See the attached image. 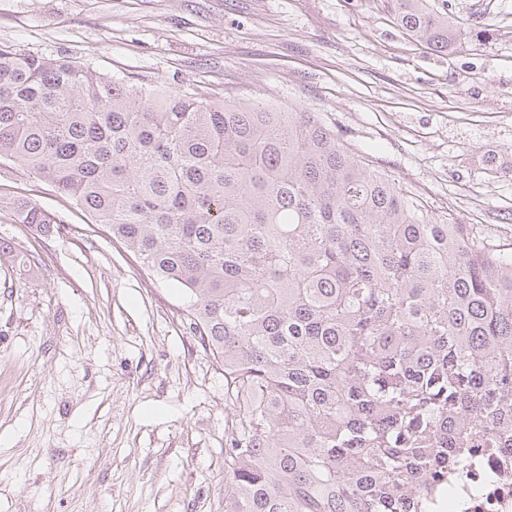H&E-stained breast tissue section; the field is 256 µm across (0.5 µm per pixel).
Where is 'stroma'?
I'll list each match as a JSON object with an SVG mask.
<instances>
[{"label":"stroma","mask_w":512,"mask_h":512,"mask_svg":"<svg viewBox=\"0 0 512 512\" xmlns=\"http://www.w3.org/2000/svg\"><path fill=\"white\" fill-rule=\"evenodd\" d=\"M416 47L384 0H0V43L167 91L321 113L429 210L512 240V0H448ZM0 512H224V370L175 287L35 174L0 166ZM0 203L8 204L16 212L21 224H28L36 232L50 233L56 220L52 214L25 197H14Z\"/></svg>","instance_id":"stroma-1"}]
</instances>
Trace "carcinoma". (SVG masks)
<instances>
[{"mask_svg": "<svg viewBox=\"0 0 512 512\" xmlns=\"http://www.w3.org/2000/svg\"><path fill=\"white\" fill-rule=\"evenodd\" d=\"M388 8L416 44L457 49L448 0ZM7 161L184 294L234 411L224 512H428L432 472L512 447V247L429 211L320 113L0 45Z\"/></svg>", "mask_w": 512, "mask_h": 512, "instance_id": "cac0c4a2", "label": "carcinoma"}]
</instances>
